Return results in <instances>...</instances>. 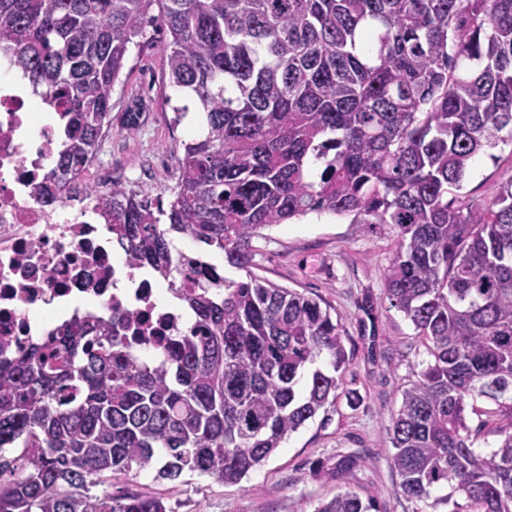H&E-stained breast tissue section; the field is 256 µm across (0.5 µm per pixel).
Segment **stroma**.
<instances>
[{"label": "stroma", "instance_id": "stroma-1", "mask_svg": "<svg viewBox=\"0 0 512 512\" xmlns=\"http://www.w3.org/2000/svg\"><path fill=\"white\" fill-rule=\"evenodd\" d=\"M167 39L151 26L131 44L130 72L112 95L114 131L100 147L113 179L142 197L174 184L183 145L199 126L194 97L168 80L160 50ZM133 108L139 119L124 127ZM511 176L512 148L502 145L478 157L464 191L471 203L484 204ZM253 246L254 274L320 296L342 326L350 364L328 421L308 422L234 486L194 474L161 481L147 469L113 476L99 492L157 495L174 512H313L318 502L351 488L375 497L379 512H419L397 489L388 439L402 392L427 359L411 322L386 295L393 234L378 224L310 214L262 230Z\"/></svg>", "mask_w": 512, "mask_h": 512}]
</instances>
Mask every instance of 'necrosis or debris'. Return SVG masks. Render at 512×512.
<instances>
[{
  "mask_svg": "<svg viewBox=\"0 0 512 512\" xmlns=\"http://www.w3.org/2000/svg\"><path fill=\"white\" fill-rule=\"evenodd\" d=\"M39 91L0 83V360L18 357L35 335L41 311L59 305L63 319L137 316L149 335L173 336L186 327L181 308H158L151 279L119 288L133 277L128 260H116L112 232L96 213L94 192L66 189L48 199L37 192L62 150L53 113Z\"/></svg>",
  "mask_w": 512,
  "mask_h": 512,
  "instance_id": "4bbe7bcc",
  "label": "necrosis or debris"
}]
</instances>
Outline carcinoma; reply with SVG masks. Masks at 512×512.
<instances>
[{
	"label": "carcinoma",
	"instance_id": "carcinoma-1",
	"mask_svg": "<svg viewBox=\"0 0 512 512\" xmlns=\"http://www.w3.org/2000/svg\"><path fill=\"white\" fill-rule=\"evenodd\" d=\"M156 22L206 132L184 144L168 208L114 181L99 213L194 325L147 361L122 320H74L0 363V512H173L92 488L158 454V480L237 485L327 411L349 365L340 322L251 271L261 230L309 214L397 231L386 295L430 356L391 418L400 492L512 512V178L484 205L457 195L481 152L512 142V0H0V49L62 112L43 195L112 132L129 45ZM173 233L245 278L183 283ZM481 402L506 418L486 455ZM315 512L378 510L346 489Z\"/></svg>",
	"mask_w": 512,
	"mask_h": 512
}]
</instances>
